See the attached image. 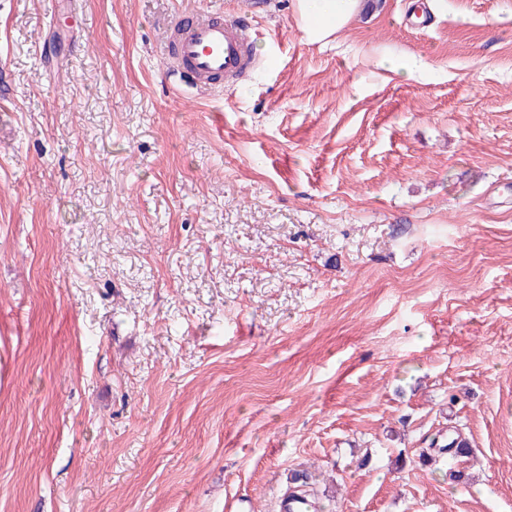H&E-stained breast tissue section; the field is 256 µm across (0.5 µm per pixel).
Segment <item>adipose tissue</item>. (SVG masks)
Masks as SVG:
<instances>
[{
	"instance_id": "obj_1",
	"label": "adipose tissue",
	"mask_w": 512,
	"mask_h": 512,
	"mask_svg": "<svg viewBox=\"0 0 512 512\" xmlns=\"http://www.w3.org/2000/svg\"><path fill=\"white\" fill-rule=\"evenodd\" d=\"M295 17L308 41L323 42L342 31L362 0H295Z\"/></svg>"
}]
</instances>
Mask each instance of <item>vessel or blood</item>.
<instances>
[{
  "label": "vessel or blood",
  "mask_w": 512,
  "mask_h": 512,
  "mask_svg": "<svg viewBox=\"0 0 512 512\" xmlns=\"http://www.w3.org/2000/svg\"><path fill=\"white\" fill-rule=\"evenodd\" d=\"M175 25L180 35L170 55L187 82L200 88L219 81L232 85L252 69L251 26L246 19L181 11Z\"/></svg>",
  "instance_id": "1"
}]
</instances>
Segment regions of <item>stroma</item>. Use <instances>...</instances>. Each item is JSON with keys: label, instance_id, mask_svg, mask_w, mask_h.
Masks as SVG:
<instances>
[{"label": "stroma", "instance_id": "obj_1", "mask_svg": "<svg viewBox=\"0 0 512 512\" xmlns=\"http://www.w3.org/2000/svg\"><path fill=\"white\" fill-rule=\"evenodd\" d=\"M292 2L0 0V512H512V0ZM295 17L306 39L323 42L342 31L362 8V0H296ZM175 25L180 35L170 50L172 63L196 87L206 88L221 80L233 85L253 68L251 26L245 18L224 20L202 12L179 11ZM378 66L389 73L406 77L421 75L427 71V64L422 58L407 54L393 55L383 59Z\"/></svg>", "mask_w": 512, "mask_h": 512}]
</instances>
